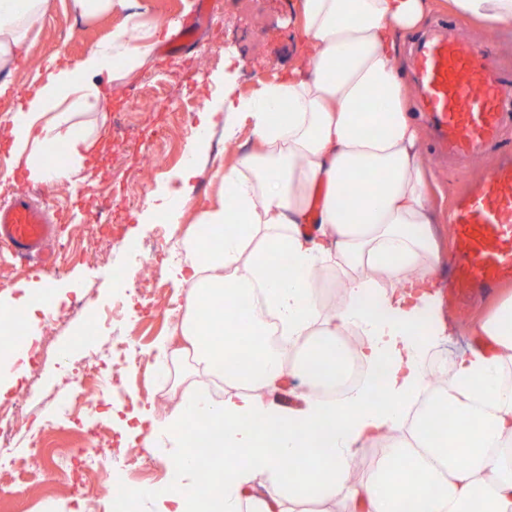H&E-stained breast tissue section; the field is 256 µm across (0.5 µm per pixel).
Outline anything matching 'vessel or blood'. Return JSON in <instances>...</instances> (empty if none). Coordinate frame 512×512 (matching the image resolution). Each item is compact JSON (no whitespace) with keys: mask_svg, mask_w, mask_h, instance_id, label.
I'll return each instance as SVG.
<instances>
[{"mask_svg":"<svg viewBox=\"0 0 512 512\" xmlns=\"http://www.w3.org/2000/svg\"><path fill=\"white\" fill-rule=\"evenodd\" d=\"M418 110L441 157L459 165L496 147L512 130V70L492 59L490 44L443 24L410 41ZM450 224L457 256L453 296L469 303L512 281V156L494 167L451 205ZM56 227L29 196L0 206V243L32 261L49 278L47 244Z\"/></svg>","mask_w":512,"mask_h":512,"instance_id":"obj_1","label":"vessel or blood"}]
</instances>
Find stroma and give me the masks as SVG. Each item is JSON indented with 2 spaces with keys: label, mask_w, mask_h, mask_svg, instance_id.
Here are the masks:
<instances>
[{
  "label": "stroma",
  "mask_w": 512,
  "mask_h": 512,
  "mask_svg": "<svg viewBox=\"0 0 512 512\" xmlns=\"http://www.w3.org/2000/svg\"><path fill=\"white\" fill-rule=\"evenodd\" d=\"M142 32L152 34L153 52L138 71L117 78L101 76L98 84L106 95L103 106L83 116L92 135L100 139V151L92 163L86 184L75 191L65 185L46 186L14 176L8 189L0 191V203L17 191L47 208L59 234L50 244L56 258L53 302L61 320L54 327L38 323V330H51L53 355L36 359L19 379L8 398H20L24 411L17 420V438L32 432L45 438V454L38 470L0 472V512H147L145 505L122 500L111 489L113 470H120L124 485L150 486L166 476L162 461L139 440L127 437L129 415L142 407L156 406L167 412L188 387L190 366L172 364L168 376H160L151 355L155 344L169 336L184 315L185 290L173 277L180 259L177 241L199 235L198 217L203 209L219 205L223 191L213 171L236 159L232 146H206L197 157L198 175L182 181L181 161L190 138L200 123L211 135L224 136L225 111H212L224 96H250L262 84L276 81L298 57L302 28L296 0H210L208 16L186 9L183 0H133ZM199 17L195 43L172 58L163 57L167 34L158 26L189 17ZM120 15L76 14L72 0H45L43 15L28 39L18 49V60L0 70V82L10 92L0 96V120L32 92L31 73L44 67L51 56L78 60L91 46L111 37ZM264 63L260 78L244 79L242 67ZM194 105L181 129H174V109L179 101ZM168 144L169 151L152 172H145V155ZM424 163L432 175L435 200L449 210L454 197L491 170L495 154L459 168L442 162L431 137H424ZM185 189L180 223L169 226L168 246L156 253L151 269H144L137 253L154 238V220L145 217L147 199L160 191ZM112 198L108 228L90 221L102 195ZM0 304L18 305L28 291L42 287L28 274L25 264L0 251ZM155 288V306H147L137 287ZM495 296L477 299L461 307L448 303V343L456 353L473 344V330L495 303ZM122 305L120 316L103 322L90 339L81 334L88 318L107 314ZM131 340L126 363L114 378L112 389L95 407L82 406L70 415L53 416L54 408L72 400L93 384L74 377L91 355L107 358L113 337ZM109 442L104 455H96L99 442Z\"/></svg>",
  "instance_id": "obj_1"
}]
</instances>
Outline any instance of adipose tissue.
I'll return each mask as SVG.
<instances>
[{
    "label": "adipose tissue",
    "mask_w": 512,
    "mask_h": 512,
    "mask_svg": "<svg viewBox=\"0 0 512 512\" xmlns=\"http://www.w3.org/2000/svg\"><path fill=\"white\" fill-rule=\"evenodd\" d=\"M43 0H0V65L35 25ZM128 0H72L85 14L117 13L109 43L78 61H51L32 76L35 90L7 124V174L25 172L49 186H81L95 141L80 115L101 106L96 82L142 67L153 45L137 34ZM473 23L512 26V0H299L303 45L286 76L254 95L225 101L234 125H248L255 148L215 171L224 200L200 214L223 227L220 244L187 237L180 250L193 262L177 268L187 288L183 340L159 341L154 358L167 367L191 359L198 372L224 382L223 399L203 389L182 396L170 412L143 408L133 434L165 462L168 477L127 488L150 512H299L315 501L332 512H512V295L502 298L478 333L496 347L473 349L451 365L408 437H398L404 410L430 384L424 357L446 324L432 275L440 262L420 132L408 106L409 86L397 51L435 4ZM359 190H352V183ZM335 273L342 300L326 308L320 286ZM261 288L279 318L288 351L269 346L266 327L242 300ZM211 307L204 324L216 340L197 341L201 296ZM238 307L236 318L224 311ZM368 327L361 351L384 362L382 383L340 397L319 386L342 372V341L353 322ZM251 352L237 364L241 334ZM297 378L304 405L290 411L272 395ZM203 417L224 451L212 482L200 484L191 421ZM389 435L361 489L346 492L353 451ZM278 483L275 497L249 496L255 474Z\"/></svg>",
    "instance_id": "ef3b65f1"
}]
</instances>
